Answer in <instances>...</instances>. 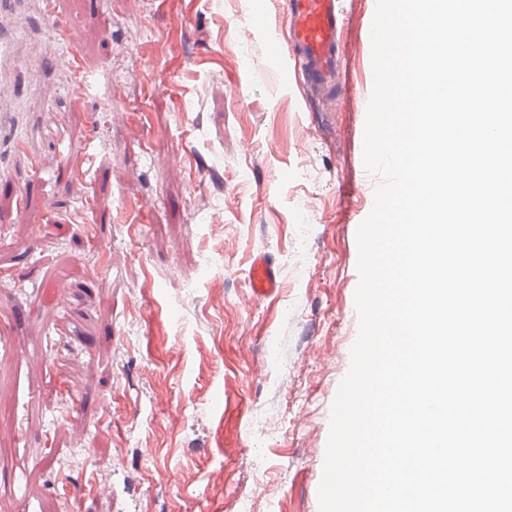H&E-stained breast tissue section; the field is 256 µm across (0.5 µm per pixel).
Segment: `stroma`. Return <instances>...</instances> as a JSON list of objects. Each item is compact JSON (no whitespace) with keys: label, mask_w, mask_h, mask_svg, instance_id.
I'll use <instances>...</instances> for the list:
<instances>
[{"label":"stroma","mask_w":512,"mask_h":512,"mask_svg":"<svg viewBox=\"0 0 512 512\" xmlns=\"http://www.w3.org/2000/svg\"><path fill=\"white\" fill-rule=\"evenodd\" d=\"M60 2L85 103L41 49V0H18L0 67L42 159L0 161V512H319L379 181L377 0H340V83L309 104L281 73L279 0H112L106 30L89 0ZM250 283L257 297L266 296L277 288V277L273 265L266 255L259 254L253 259L250 269Z\"/></svg>","instance_id":"obj_1"}]
</instances>
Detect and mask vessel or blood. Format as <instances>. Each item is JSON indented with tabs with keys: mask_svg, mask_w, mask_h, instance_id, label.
Masks as SVG:
<instances>
[{
	"mask_svg": "<svg viewBox=\"0 0 512 512\" xmlns=\"http://www.w3.org/2000/svg\"><path fill=\"white\" fill-rule=\"evenodd\" d=\"M287 45L294 61V75L311 90L334 88L339 82L337 55L342 19L337 0H285ZM44 11L53 20L56 42L65 47V62L77 79L71 86L76 104H83L90 83L78 48L83 41L81 29L56 7V0H44ZM13 99L6 83L0 82V127L8 129L9 144L22 151L26 143L19 134L20 122L12 111ZM250 283L256 296L272 293L278 286L272 263L266 255H257L250 269Z\"/></svg>",
	"mask_w": 512,
	"mask_h": 512,
	"instance_id": "1",
	"label": "vessel or blood"
}]
</instances>
